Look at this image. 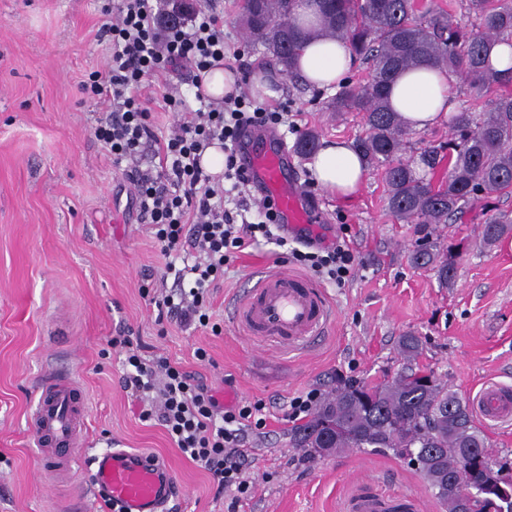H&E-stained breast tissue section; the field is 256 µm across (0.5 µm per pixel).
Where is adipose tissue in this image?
<instances>
[{"mask_svg":"<svg viewBox=\"0 0 512 512\" xmlns=\"http://www.w3.org/2000/svg\"><path fill=\"white\" fill-rule=\"evenodd\" d=\"M353 63L344 43L315 37L304 48L294 71L308 86L326 89L339 83ZM456 82V75L448 70L422 66L406 71L392 87L391 105L411 129L439 125L448 118L445 104L454 98ZM311 167L321 188L339 197L356 192L366 176L358 151L345 140L322 141Z\"/></svg>","mask_w":512,"mask_h":512,"instance_id":"adipose-tissue-1","label":"adipose tissue"}]
</instances>
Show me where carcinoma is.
Wrapping results in <instances>:
<instances>
[{"label":"carcinoma","mask_w":512,"mask_h":512,"mask_svg":"<svg viewBox=\"0 0 512 512\" xmlns=\"http://www.w3.org/2000/svg\"><path fill=\"white\" fill-rule=\"evenodd\" d=\"M322 34L345 42L354 59L370 64L364 83L342 87L333 99L337 112L364 114V133L355 140L367 166L381 171L388 189L387 207L405 224H446L494 195L512 192V67L501 73L490 63L491 48L512 47V0H467L478 20L464 30L456 21L454 3L433 0H315ZM295 0H242L240 21L246 42L281 74L293 66L308 34L292 18ZM447 68L459 74L478 94L492 98L476 122L466 110L448 112L446 143L430 145L419 159L406 156L407 129L388 105L390 87L405 70L418 65ZM319 134L303 133L296 142L302 156L315 153ZM512 233V215L485 219L482 239L488 244ZM434 243L417 246L412 262L434 266L446 285L455 277L460 253L434 252ZM400 354L413 361L419 337L405 335ZM293 446L312 454L348 448H383L396 457L418 449L419 470L434 497L448 512H457L453 495L457 459L487 452L486 436L475 425L469 405L433 373L410 368L380 383L336 384L300 425ZM476 512H501V496L488 491L469 505Z\"/></svg>","instance_id":"carcinoma-1"}]
</instances>
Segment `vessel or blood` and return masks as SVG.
Instances as JSON below:
<instances>
[{
  "label": "vessel or blood",
  "mask_w": 512,
  "mask_h": 512,
  "mask_svg": "<svg viewBox=\"0 0 512 512\" xmlns=\"http://www.w3.org/2000/svg\"><path fill=\"white\" fill-rule=\"evenodd\" d=\"M243 165L270 198L284 231L316 223L319 212L312 197L285 176L287 151L276 143L249 150ZM333 309L324 293L308 276L281 269L263 275L239 298L233 320L247 336L291 349L307 347L333 321ZM82 391L63 372H52L41 388L29 427L42 448L48 469L74 474L81 459L77 449L87 441L77 420ZM477 417L496 428L512 426V387L493 381L483 385L472 399ZM93 482L123 512H161L171 496L172 477L166 465L138 453L115 448L93 456ZM390 503L357 484L352 512H386Z\"/></svg>",
  "instance_id": "1"
}]
</instances>
